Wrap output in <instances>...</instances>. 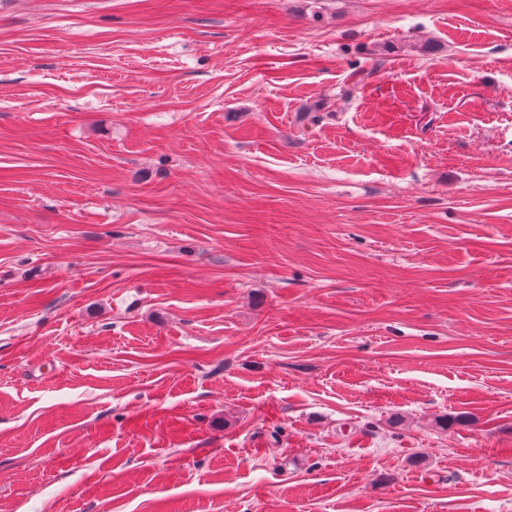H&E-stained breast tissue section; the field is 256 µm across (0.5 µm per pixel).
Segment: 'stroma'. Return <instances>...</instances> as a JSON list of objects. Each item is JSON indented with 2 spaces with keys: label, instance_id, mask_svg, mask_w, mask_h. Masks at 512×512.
I'll return each instance as SVG.
<instances>
[{
  "label": "stroma",
  "instance_id": "obj_1",
  "mask_svg": "<svg viewBox=\"0 0 512 512\" xmlns=\"http://www.w3.org/2000/svg\"><path fill=\"white\" fill-rule=\"evenodd\" d=\"M0 512H512V0L0 8Z\"/></svg>",
  "mask_w": 512,
  "mask_h": 512
}]
</instances>
